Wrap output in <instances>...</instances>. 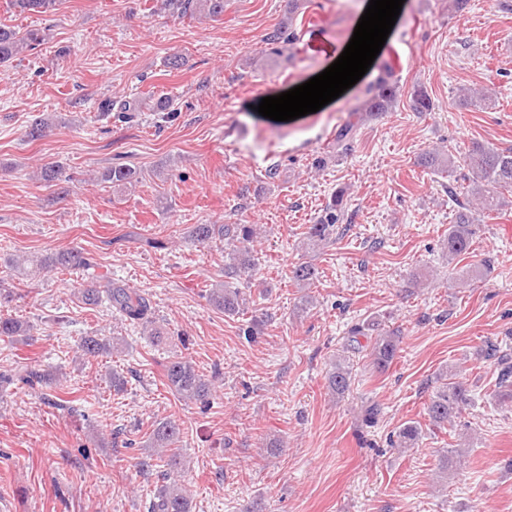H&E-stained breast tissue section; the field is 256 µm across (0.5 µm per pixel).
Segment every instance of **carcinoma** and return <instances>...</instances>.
Listing matches in <instances>:
<instances>
[{"label":"carcinoma","instance_id":"cac0c4a2","mask_svg":"<svg viewBox=\"0 0 512 512\" xmlns=\"http://www.w3.org/2000/svg\"><path fill=\"white\" fill-rule=\"evenodd\" d=\"M58 0H14L22 12L45 13L54 10ZM175 6L182 16L206 15L218 17L224 13V0H175ZM300 8L299 0H288V20L290 23L280 26L266 37L271 50L278 52L284 47H292L299 41V34L291 20ZM45 40V33L29 30L23 34L4 25H0V67L25 50H33ZM396 98V84L392 72L387 70L379 78L371 96L360 111L368 118H376L389 110ZM460 104L465 108L487 109L492 99L484 91H466L460 96ZM101 109L110 112L117 110L124 119H132L140 111L136 99L114 103L105 100ZM55 126L52 117L41 114L34 117L28 126L27 135L33 140L46 136ZM354 139V125H345L336 135V151L346 153L351 150ZM423 163L429 167L450 174L463 170V179L469 182L466 200L457 204L448 225V257L453 259L467 254L470 248L474 226L485 213L499 210L505 202V194L512 193V148H498L481 142H473L464 149L448 153L432 150L422 156ZM139 173L128 165H114L100 173V180L114 185L133 186L138 182ZM343 217V193L334 195L326 206L317 223L308 228L306 245L325 241L336 232V224ZM257 229L251 224H196L191 231L194 241L203 244L215 237L228 236L240 244L238 254L230 267L224 269L225 275H252L255 267L249 244L253 243ZM93 266L87 253L72 249L42 254L40 256H15L8 260L9 269L21 276L36 277L57 269L88 270ZM318 268L309 262H298L289 269V279L302 287L310 286L318 280ZM75 297L84 305H106L119 315L121 320L137 326L153 323L150 301L143 294L110 280L90 282L75 292ZM209 303L226 316H236L246 308L247 298L238 288L223 285L212 288L208 293ZM378 331L369 351L370 365L383 373L394 363L400 343V336L394 330L381 328V323H369ZM9 342L31 340L30 327L18 319L0 317V339ZM123 346L122 338L110 339L85 336L79 344V351L86 358H94L106 352L117 351ZM166 385L170 391L184 403H209L211 382L200 373L195 363L185 357L177 356L165 366ZM351 368L346 356L336 357L327 376L328 391L344 396L349 391ZM18 383L29 387L48 385L51 374L37 364H28L23 371L5 380V383ZM488 398L498 405L512 403V362L506 357L498 358V372L494 388ZM471 390L458 372L448 371L436 378V386L430 395L426 407L430 423L437 428L454 427L456 419L463 411L472 406ZM423 430L419 422L408 420L400 425L393 435L391 444L397 448H413L421 440ZM181 442V429L173 419L162 418L154 422L150 433V448L157 455L156 463L145 462L143 466L156 468L159 488L153 494L148 512H191L190 496L179 483L183 459L176 446ZM459 449L449 448L440 454L438 469L443 476L456 467Z\"/></svg>","mask_w":512,"mask_h":512}]
</instances>
